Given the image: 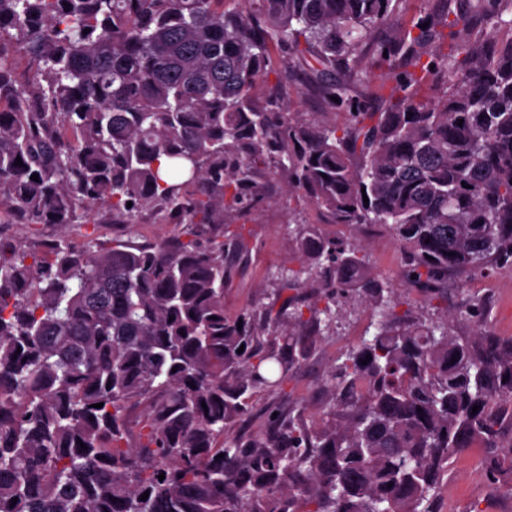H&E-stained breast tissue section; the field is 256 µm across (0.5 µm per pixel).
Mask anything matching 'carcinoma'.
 <instances>
[{"mask_svg": "<svg viewBox=\"0 0 512 512\" xmlns=\"http://www.w3.org/2000/svg\"><path fill=\"white\" fill-rule=\"evenodd\" d=\"M224 2L0 0V209L71 224L101 203L185 225L149 248L0 241V512H440L450 459L477 442L487 477L512 483V338L457 335L431 305L451 275L512 266V37L461 42L463 15L408 24L401 0ZM510 11L470 4L512 31ZM382 69L395 101L370 111L355 89ZM292 81L349 120L288 111ZM265 171L329 224L385 228L431 311L359 246L297 224L303 261L269 269L272 305L226 313L243 245L198 237L241 238L224 217L265 203ZM352 300L369 322L320 413L290 401L251 429L255 398L283 390ZM485 311L473 296L457 319Z\"/></svg>", "mask_w": 512, "mask_h": 512, "instance_id": "cac0c4a2", "label": "carcinoma"}]
</instances>
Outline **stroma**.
Returning <instances> with one entry per match:
<instances>
[{"label": "stroma", "instance_id": "35a3bbf8", "mask_svg": "<svg viewBox=\"0 0 512 512\" xmlns=\"http://www.w3.org/2000/svg\"><path fill=\"white\" fill-rule=\"evenodd\" d=\"M260 181L267 192V203L230 217L232 223L242 226L250 251L246 262L235 270L224 290V306L228 312L235 314L259 303H269L270 297L265 291L268 270L298 262L296 247L288 236V227L294 223L318 224L328 234L348 236L364 249L373 272L394 275L400 271L401 249L384 228L364 226L346 231L343 227L325 223L312 207L289 196L284 180L266 174ZM5 225L7 242L39 250L61 240L80 247L91 236L108 244L132 241L152 245L178 237L183 230L176 222H161L150 211L140 213L135 223L128 224L114 216L105 205L79 212L73 224H19L9 219ZM465 286L470 293L487 298L490 305L485 316L487 328L503 338L512 336V267H502L489 276L468 278ZM335 357V343L319 345L313 358L285 387L291 398L304 400L308 413L319 412L327 400L324 382ZM481 464V454L475 448L452 459L448 485L459 491L454 512H469L477 503L490 505V512H512V485L494 483L484 477L474 478L473 472Z\"/></svg>", "mask_w": 512, "mask_h": 512}]
</instances>
